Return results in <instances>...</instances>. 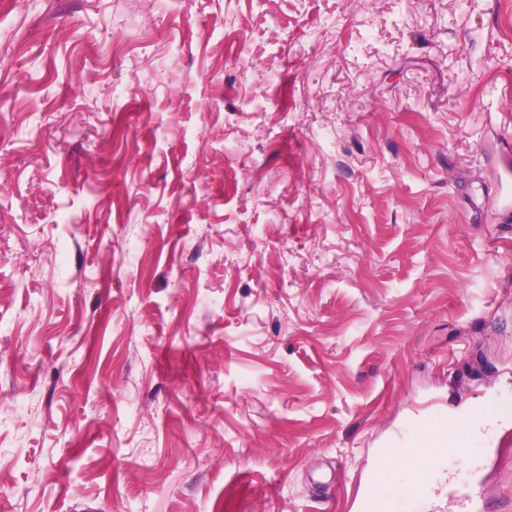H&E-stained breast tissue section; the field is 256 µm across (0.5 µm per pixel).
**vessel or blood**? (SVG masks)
<instances>
[{
  "mask_svg": "<svg viewBox=\"0 0 512 512\" xmlns=\"http://www.w3.org/2000/svg\"><path fill=\"white\" fill-rule=\"evenodd\" d=\"M491 454V448L479 449L472 475L460 480L448 476L445 449L437 448L429 453L422 448H410L405 438L397 435L392 438L390 447L377 451L379 459H400V468L406 475L403 489L417 503L420 512H438L435 498L439 495L458 503L463 512H478L482 501L479 488L484 482ZM383 486L382 469L373 467L360 497L352 501L357 512H385L387 501Z\"/></svg>",
  "mask_w": 512,
  "mask_h": 512,
  "instance_id": "vessel-or-blood-1",
  "label": "vessel or blood"
}]
</instances>
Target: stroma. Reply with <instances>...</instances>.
<instances>
[{
	"instance_id": "1",
	"label": "stroma",
	"mask_w": 512,
	"mask_h": 512,
	"mask_svg": "<svg viewBox=\"0 0 512 512\" xmlns=\"http://www.w3.org/2000/svg\"><path fill=\"white\" fill-rule=\"evenodd\" d=\"M509 148L500 0H0V512H354L462 439ZM384 473L376 465L367 477L363 491L359 498L352 500V507L358 512H384L386 511V498L383 491Z\"/></svg>"
}]
</instances>
